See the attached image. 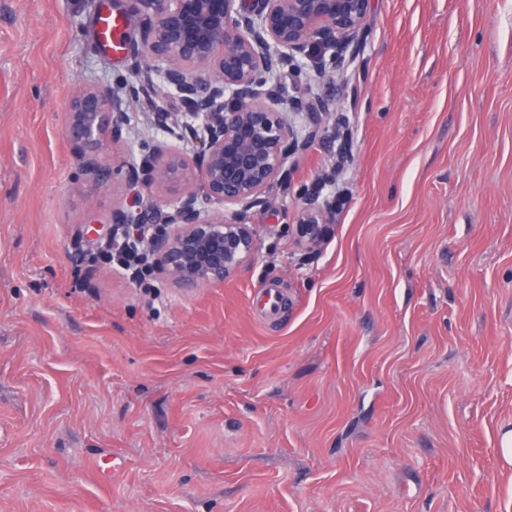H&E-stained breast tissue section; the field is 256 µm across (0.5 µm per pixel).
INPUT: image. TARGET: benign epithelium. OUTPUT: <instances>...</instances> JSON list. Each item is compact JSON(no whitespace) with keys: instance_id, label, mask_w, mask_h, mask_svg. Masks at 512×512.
<instances>
[{"instance_id":"benign-epithelium-1","label":"benign epithelium","mask_w":512,"mask_h":512,"mask_svg":"<svg viewBox=\"0 0 512 512\" xmlns=\"http://www.w3.org/2000/svg\"><path fill=\"white\" fill-rule=\"evenodd\" d=\"M370 9L371 0H130L132 76L116 87L91 81L71 96L64 136L99 191L114 183L102 160L107 138H121L133 112L149 113L152 125L195 151L157 141L123 165L126 196L97 248L141 226L135 247L157 275L183 288L222 284L253 264L257 230L244 215L272 206L268 186L288 179L289 159L306 147L284 114L336 111V99L293 95L281 76L309 86L345 74L361 52ZM171 96L183 111L169 110ZM333 205L305 198L291 228L297 246L325 244Z\"/></svg>"}]
</instances>
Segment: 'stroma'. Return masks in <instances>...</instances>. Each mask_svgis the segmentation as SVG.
Listing matches in <instances>:
<instances>
[{
  "instance_id": "obj_1",
  "label": "stroma",
  "mask_w": 512,
  "mask_h": 512,
  "mask_svg": "<svg viewBox=\"0 0 512 512\" xmlns=\"http://www.w3.org/2000/svg\"><path fill=\"white\" fill-rule=\"evenodd\" d=\"M101 4L0 0V512H512V0H372L336 112L287 115L317 136L247 214L256 262L152 296L75 248L124 195L62 130L130 76ZM166 137L134 113L105 160ZM94 26L97 40L113 54H118L124 49L122 34L126 27L120 16L112 12H103L95 18ZM334 200L308 195L297 214L296 224H292L291 232L297 246L311 250H319L333 232V224H327V215L331 212Z\"/></svg>"
}]
</instances>
